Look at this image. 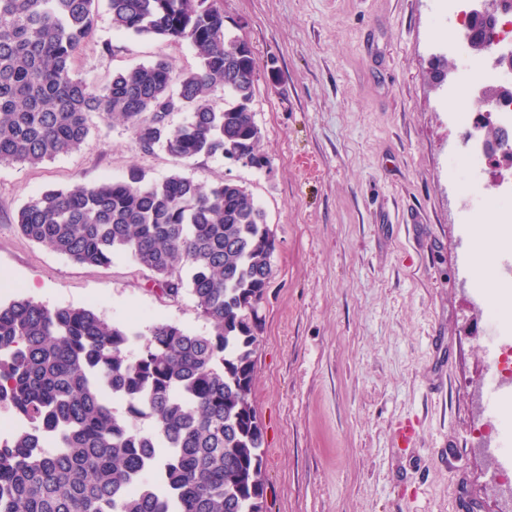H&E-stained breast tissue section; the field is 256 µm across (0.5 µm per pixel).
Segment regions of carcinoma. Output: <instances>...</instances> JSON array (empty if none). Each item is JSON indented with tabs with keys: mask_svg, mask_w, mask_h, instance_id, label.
<instances>
[{
	"mask_svg": "<svg viewBox=\"0 0 512 512\" xmlns=\"http://www.w3.org/2000/svg\"><path fill=\"white\" fill-rule=\"evenodd\" d=\"M95 2L0 0V164L76 151L98 118L124 122L144 153L266 166L257 62L227 34L217 0H107L114 30L187 41L199 65L176 73L158 59L100 86L74 69ZM183 111L189 119L172 125ZM16 224L78 264L130 254L165 297L188 293L210 329L142 332L90 308L0 303V409L13 418L0 435V512H267L251 395L274 235L252 194L233 180L134 172L44 191ZM140 417L152 432L130 428Z\"/></svg>",
	"mask_w": 512,
	"mask_h": 512,
	"instance_id": "1",
	"label": "carcinoma"
}]
</instances>
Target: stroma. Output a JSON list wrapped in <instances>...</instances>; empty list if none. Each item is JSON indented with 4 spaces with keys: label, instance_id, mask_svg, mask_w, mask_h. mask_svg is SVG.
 Returning <instances> with one entry per match:
<instances>
[{
    "label": "stroma",
    "instance_id": "35a3bbf8",
    "mask_svg": "<svg viewBox=\"0 0 512 512\" xmlns=\"http://www.w3.org/2000/svg\"><path fill=\"white\" fill-rule=\"evenodd\" d=\"M257 60L252 108L267 167L221 155L142 153L121 121L97 122L79 150L36 166L0 165V281L48 307H90L108 321L208 332L190 295L162 297L119 254L76 264L21 235L33 197L76 183L230 179L275 236L261 305L252 400L265 430L268 512H512L503 463L474 430L482 416L487 306L476 265L504 257L496 234L466 223L448 173L462 141L447 87L438 0H218ZM74 63L88 82L163 58L196 68L189 42L113 31L97 0ZM111 53H104V46ZM412 422L410 447L395 441Z\"/></svg>",
    "mask_w": 512,
    "mask_h": 512
}]
</instances>
